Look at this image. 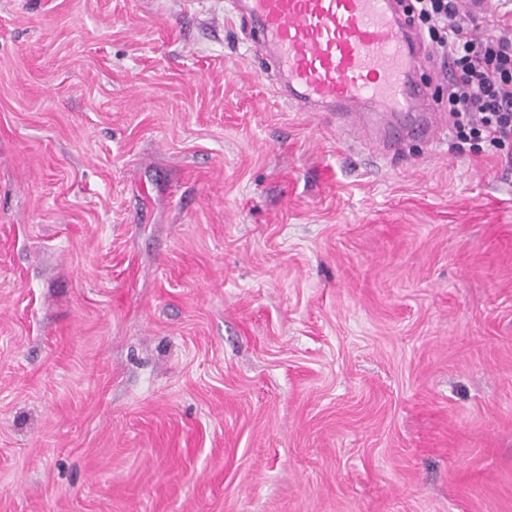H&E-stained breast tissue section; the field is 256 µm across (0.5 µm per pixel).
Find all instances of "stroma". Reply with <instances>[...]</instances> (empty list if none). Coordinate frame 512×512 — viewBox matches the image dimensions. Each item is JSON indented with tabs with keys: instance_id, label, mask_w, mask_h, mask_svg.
Wrapping results in <instances>:
<instances>
[{
	"instance_id": "stroma-1",
	"label": "stroma",
	"mask_w": 512,
	"mask_h": 512,
	"mask_svg": "<svg viewBox=\"0 0 512 512\" xmlns=\"http://www.w3.org/2000/svg\"><path fill=\"white\" fill-rule=\"evenodd\" d=\"M0 512H512V162L226 0H0Z\"/></svg>"
}]
</instances>
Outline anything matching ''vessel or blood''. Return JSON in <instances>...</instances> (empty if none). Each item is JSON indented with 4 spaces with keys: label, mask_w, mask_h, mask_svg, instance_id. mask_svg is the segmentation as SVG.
<instances>
[{
    "label": "vessel or blood",
    "mask_w": 512,
    "mask_h": 512,
    "mask_svg": "<svg viewBox=\"0 0 512 512\" xmlns=\"http://www.w3.org/2000/svg\"><path fill=\"white\" fill-rule=\"evenodd\" d=\"M289 106L398 153L434 141L443 115L419 79L420 40L402 0H230Z\"/></svg>",
    "instance_id": "b4317fda"
}]
</instances>
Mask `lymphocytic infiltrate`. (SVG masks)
<instances>
[{
    "mask_svg": "<svg viewBox=\"0 0 512 512\" xmlns=\"http://www.w3.org/2000/svg\"><path fill=\"white\" fill-rule=\"evenodd\" d=\"M495 28L474 36L473 17L460 0H415L412 16L437 55L448 58V110L460 141H479L491 154L512 150V34L502 33L507 11L493 0Z\"/></svg>",
    "mask_w": 512,
    "mask_h": 512,
    "instance_id": "1",
    "label": "lymphocytic infiltrate"
}]
</instances>
